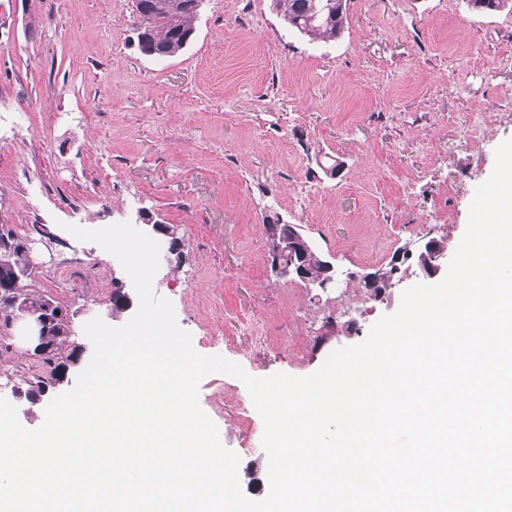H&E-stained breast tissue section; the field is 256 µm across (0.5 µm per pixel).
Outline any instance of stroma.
Returning <instances> with one entry per match:
<instances>
[{"label":"stroma","instance_id":"stroma-1","mask_svg":"<svg viewBox=\"0 0 512 512\" xmlns=\"http://www.w3.org/2000/svg\"><path fill=\"white\" fill-rule=\"evenodd\" d=\"M335 41L289 31L274 0H204L177 56L140 52L134 0H0V225L46 226L35 287L113 327L128 276L68 225L177 226L152 288L203 355L251 375L313 374L423 282L416 251H455L477 185L512 139V10L468 0H346ZM298 224L343 272L325 292L271 269L266 227ZM395 270L374 294L364 277ZM0 334V397L48 377ZM199 404L243 493L268 491L264 423L242 382L214 373Z\"/></svg>","mask_w":512,"mask_h":512}]
</instances>
